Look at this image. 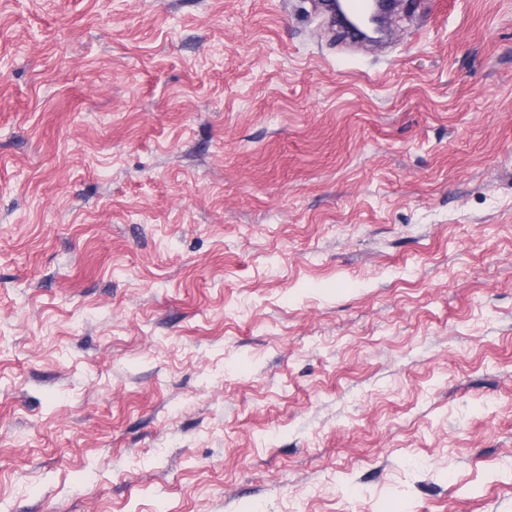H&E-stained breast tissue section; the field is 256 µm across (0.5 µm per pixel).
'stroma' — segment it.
<instances>
[{
  "label": "stroma",
  "mask_w": 512,
  "mask_h": 512,
  "mask_svg": "<svg viewBox=\"0 0 512 512\" xmlns=\"http://www.w3.org/2000/svg\"><path fill=\"white\" fill-rule=\"evenodd\" d=\"M0 0V512H512V0Z\"/></svg>",
  "instance_id": "35a3bbf8"
}]
</instances>
